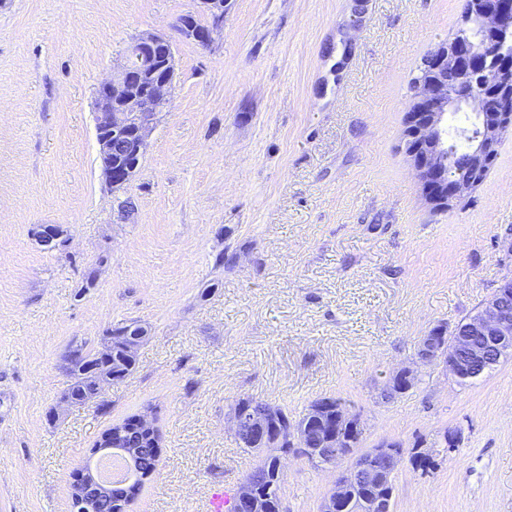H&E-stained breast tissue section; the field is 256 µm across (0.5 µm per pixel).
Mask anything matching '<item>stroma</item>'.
<instances>
[{
	"label": "stroma",
	"instance_id": "stroma-1",
	"mask_svg": "<svg viewBox=\"0 0 512 512\" xmlns=\"http://www.w3.org/2000/svg\"><path fill=\"white\" fill-rule=\"evenodd\" d=\"M464 5L225 0L221 24L195 12L203 46L179 31L193 0H0V512H72L94 441L139 414L163 444L131 512H209L261 460L231 429L239 399L297 417L325 397L360 415L364 447L434 449L429 472L402 461L394 512H512V356L466 384L423 366L382 397L423 336L512 278V133L446 210L404 147L410 80ZM145 31L173 45L172 101L115 192L95 92ZM132 322V371L63 403L69 345ZM349 465L283 458L287 512H319Z\"/></svg>",
	"mask_w": 512,
	"mask_h": 512
}]
</instances>
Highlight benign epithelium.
Returning a JSON list of instances; mask_svg holds the SVG:
<instances>
[{
	"label": "benign epithelium",
	"instance_id": "benign-epithelium-1",
	"mask_svg": "<svg viewBox=\"0 0 512 512\" xmlns=\"http://www.w3.org/2000/svg\"><path fill=\"white\" fill-rule=\"evenodd\" d=\"M473 25L479 31V46L468 36ZM180 30L202 45L211 40V30L198 27L191 13L181 18ZM509 37L512 38V0H468L461 31L427 54L426 76L413 85L406 127L407 140L414 142L410 161L432 204L449 208L465 192L478 186L474 180H454L447 175L443 150L448 134L447 113L471 107L482 118V131L471 147L476 170L488 166L499 140L512 130L511 112L489 111L494 97L508 101L512 107V64L501 63L498 56L500 44ZM450 72L465 90L448 92ZM174 73L175 56L170 40L159 33L144 32L130 43L124 58L112 66L110 77L98 86L95 106L99 169L109 186L125 187L138 166L136 160L112 166V139L129 130L136 145L135 155L145 154L157 119L169 108ZM31 235L51 249L58 239L56 226L49 224L34 226ZM470 330L496 339L499 345L512 340V307L507 296L490 297L472 318ZM456 342L463 345L465 355L445 352L437 336L430 334L420 342L416 358L421 364L440 360L458 378L469 376L474 364L488 362L486 351L470 344L465 337H456ZM335 418L337 430L361 428L359 416L345 406L336 408ZM231 423L244 448L278 449L286 442L293 448H310L316 440L334 439L333 434L308 425L284 430L268 408L245 412L236 409ZM393 448L391 443H381L358 453L348 469L336 478L320 512H346L348 492L362 483L380 492L372 512H392L387 489L401 462L400 454ZM263 500L258 485L247 479L236 492L237 512H262Z\"/></svg>",
	"mask_w": 512,
	"mask_h": 512
}]
</instances>
